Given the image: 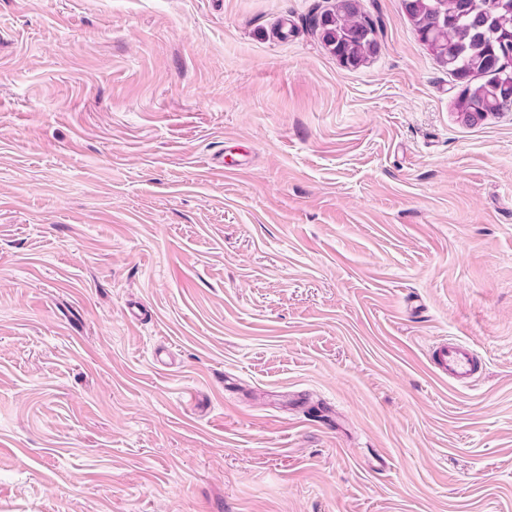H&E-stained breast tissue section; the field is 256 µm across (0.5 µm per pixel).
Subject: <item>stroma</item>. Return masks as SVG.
Segmentation results:
<instances>
[{"label": "stroma", "mask_w": 512, "mask_h": 512, "mask_svg": "<svg viewBox=\"0 0 512 512\" xmlns=\"http://www.w3.org/2000/svg\"><path fill=\"white\" fill-rule=\"evenodd\" d=\"M359 3L351 67L329 0H0V512H512V112ZM339 2L313 17V30L330 54L355 67L376 54L371 49L378 45V27L355 0ZM431 359L442 375L458 384L475 381L478 365L472 350L458 342H440L431 351Z\"/></svg>", "instance_id": "1"}]
</instances>
